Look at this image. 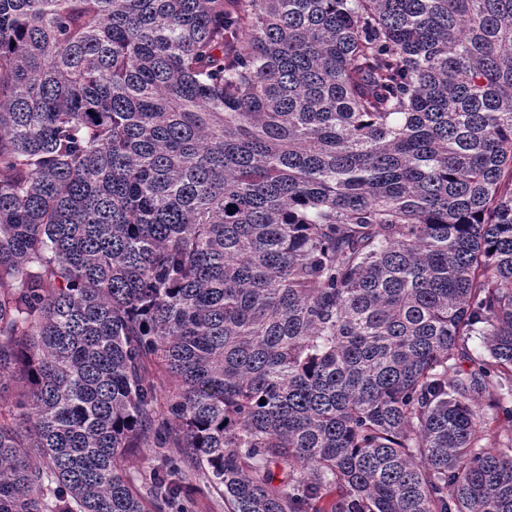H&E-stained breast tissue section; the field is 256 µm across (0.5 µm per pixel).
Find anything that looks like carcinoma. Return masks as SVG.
Wrapping results in <instances>:
<instances>
[{"label":"carcinoma","instance_id":"obj_1","mask_svg":"<svg viewBox=\"0 0 512 512\" xmlns=\"http://www.w3.org/2000/svg\"><path fill=\"white\" fill-rule=\"evenodd\" d=\"M2 389L0 512H512V0H0Z\"/></svg>","mask_w":512,"mask_h":512}]
</instances>
